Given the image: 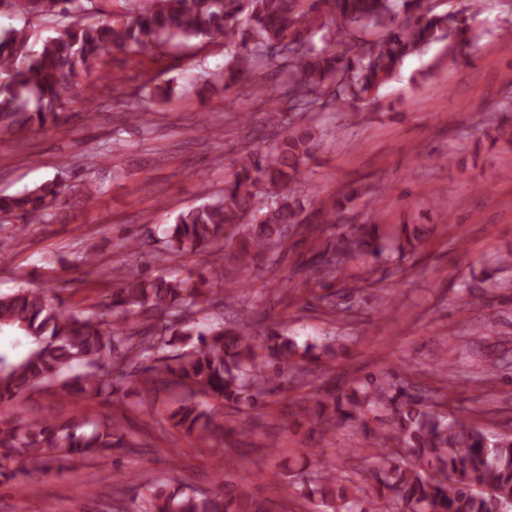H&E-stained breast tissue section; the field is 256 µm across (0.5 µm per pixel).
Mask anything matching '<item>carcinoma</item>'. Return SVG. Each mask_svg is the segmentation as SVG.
<instances>
[{"mask_svg": "<svg viewBox=\"0 0 512 512\" xmlns=\"http://www.w3.org/2000/svg\"><path fill=\"white\" fill-rule=\"evenodd\" d=\"M13 14H67L73 0H6ZM483 0H452L437 12L430 0H149V6L114 24L74 22L44 41L27 46L24 28L0 26V138L54 126L59 114L80 100L95 98L105 78L102 60L110 50L149 57L169 46L224 40L229 61L209 81L229 87L241 77L275 68L283 79L274 89L283 108L268 123L281 126V112L334 110L356 123L368 106L384 107L379 90L403 60L442 45L437 62L468 63L466 49L481 38L473 25ZM486 135L512 148L509 114L491 117ZM316 128L288 123L266 150H249L230 164L222 195L179 213L166 230L167 257L196 252L219 255L184 279L147 275L138 265L108 271L116 283L101 314H75L53 304L43 291L19 288L0 294V404L36 390L59 400L110 397L126 378L140 373L154 391L179 387L187 392L170 411L171 425L201 448L216 447L224 432V412L264 409L288 385L305 382L310 361L335 359L340 345L328 336L303 346L281 328L254 331L250 311L229 321L202 324L194 315L224 306L226 272L273 260L288 242L285 228L313 233L297 197L304 169L316 146ZM263 184L269 200L259 202ZM54 179L33 189L0 195V214L25 225L43 221L63 194ZM359 195L352 189L327 207L322 223L334 239L312 257L308 280L322 287L316 301L347 317L364 300L362 276L350 274L333 288L336 273L352 260L380 262L394 251L403 257L420 240L412 224L389 228L344 225L341 213ZM512 266V249L493 266L470 272L468 288H494L495 274ZM187 349L172 356L166 347ZM301 407V416L328 432L361 429L373 437L381 460L363 486L328 464L307 470L315 448L298 449L301 466L283 488L306 502L308 512H512V434L491 437L456 413L433 411L423 396L402 381L368 373L350 383L337 380ZM123 423L112 416L97 422L82 416L29 421L0 418V478L22 484L50 464L106 459L126 448ZM143 512H269L243 485L226 483L200 491L168 481L145 483Z\"/></svg>", "mask_w": 512, "mask_h": 512, "instance_id": "1", "label": "carcinoma"}]
</instances>
